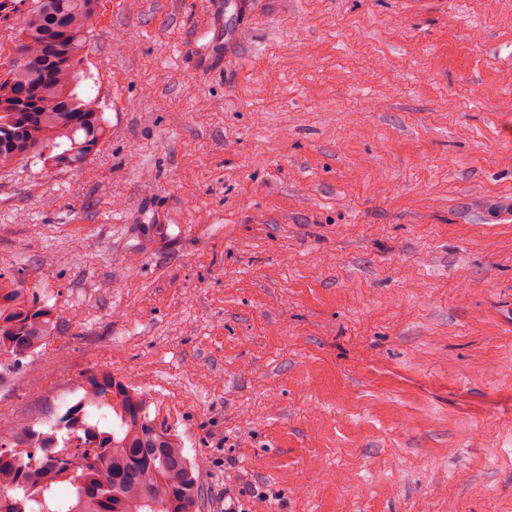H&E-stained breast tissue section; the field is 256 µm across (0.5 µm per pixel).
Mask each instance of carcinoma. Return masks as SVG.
<instances>
[{"label": "carcinoma", "mask_w": 512, "mask_h": 512, "mask_svg": "<svg viewBox=\"0 0 512 512\" xmlns=\"http://www.w3.org/2000/svg\"><path fill=\"white\" fill-rule=\"evenodd\" d=\"M99 0H31L0 73V169L78 164L103 130L96 99L78 91ZM36 289L0 274V356L21 361L52 336ZM65 436L58 437V432ZM25 454L0 442V512H195L198 477L180 436L149 417L147 395L94 375L49 432L27 430ZM90 448L73 463L68 448Z\"/></svg>", "instance_id": "cac0c4a2"}]
</instances>
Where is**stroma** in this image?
Instances as JSON below:
<instances>
[{"mask_svg": "<svg viewBox=\"0 0 512 512\" xmlns=\"http://www.w3.org/2000/svg\"><path fill=\"white\" fill-rule=\"evenodd\" d=\"M88 41L104 135L0 171L55 321L0 439L107 370L197 512H512V0H100Z\"/></svg>", "mask_w": 512, "mask_h": 512, "instance_id": "obj_1", "label": "stroma"}]
</instances>
